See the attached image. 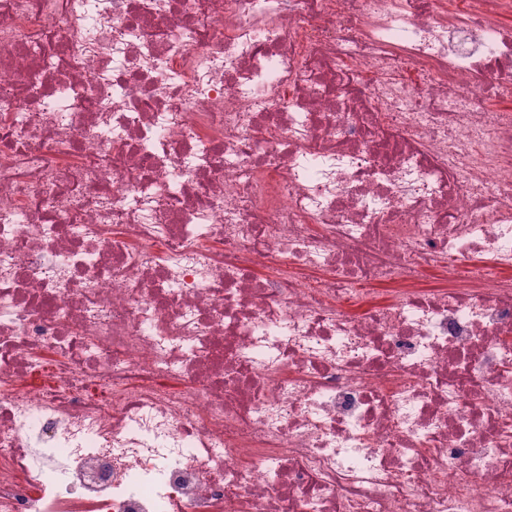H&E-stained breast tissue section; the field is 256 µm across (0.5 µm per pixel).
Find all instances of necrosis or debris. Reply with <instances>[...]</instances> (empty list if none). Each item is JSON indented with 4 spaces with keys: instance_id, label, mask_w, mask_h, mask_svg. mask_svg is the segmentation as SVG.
Here are the masks:
<instances>
[{
    "instance_id": "4bbe7bcc",
    "label": "necrosis or debris",
    "mask_w": 512,
    "mask_h": 512,
    "mask_svg": "<svg viewBox=\"0 0 512 512\" xmlns=\"http://www.w3.org/2000/svg\"><path fill=\"white\" fill-rule=\"evenodd\" d=\"M510 14L0 0V512H512Z\"/></svg>"
}]
</instances>
